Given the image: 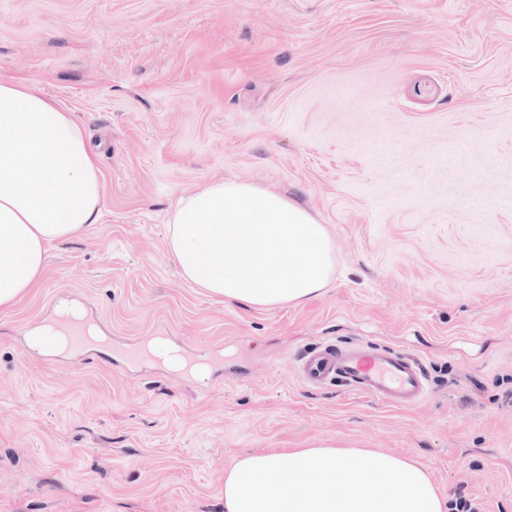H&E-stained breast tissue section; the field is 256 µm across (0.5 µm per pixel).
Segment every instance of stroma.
Wrapping results in <instances>:
<instances>
[{
	"label": "stroma",
	"mask_w": 512,
	"mask_h": 512,
	"mask_svg": "<svg viewBox=\"0 0 512 512\" xmlns=\"http://www.w3.org/2000/svg\"><path fill=\"white\" fill-rule=\"evenodd\" d=\"M0 79L73 113L102 184L0 309V512H224L238 458L319 442L512 512V0H0ZM214 179L326 225L320 296L254 309L179 276L169 211ZM59 300L113 347L34 344ZM153 334L223 360L127 370ZM350 340L417 355L425 401L300 381L304 349Z\"/></svg>",
	"instance_id": "obj_1"
}]
</instances>
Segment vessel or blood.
Returning a JSON list of instances; mask_svg holds the SVG:
<instances>
[{"mask_svg": "<svg viewBox=\"0 0 512 512\" xmlns=\"http://www.w3.org/2000/svg\"><path fill=\"white\" fill-rule=\"evenodd\" d=\"M57 329L73 352H92L94 340L84 320L67 315ZM298 372L309 386L336 384L394 406L417 405L429 392V378L418 358L368 344L313 345L300 355Z\"/></svg>", "mask_w": 512, "mask_h": 512, "instance_id": "b4317fda", "label": "vessel or blood"}]
</instances>
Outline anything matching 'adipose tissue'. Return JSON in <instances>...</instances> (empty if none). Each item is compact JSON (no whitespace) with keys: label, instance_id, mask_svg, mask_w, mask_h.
Segmentation results:
<instances>
[{"label":"adipose tissue","instance_id":"1","mask_svg":"<svg viewBox=\"0 0 512 512\" xmlns=\"http://www.w3.org/2000/svg\"><path fill=\"white\" fill-rule=\"evenodd\" d=\"M98 157L71 113L35 84L0 81V307L36 284L47 246L101 215ZM167 246L184 280L249 307L299 305L336 267L325 225L302 205L233 180L181 196ZM224 512H446L418 462L319 443L248 454L224 474Z\"/></svg>","mask_w":512,"mask_h":512}]
</instances>
